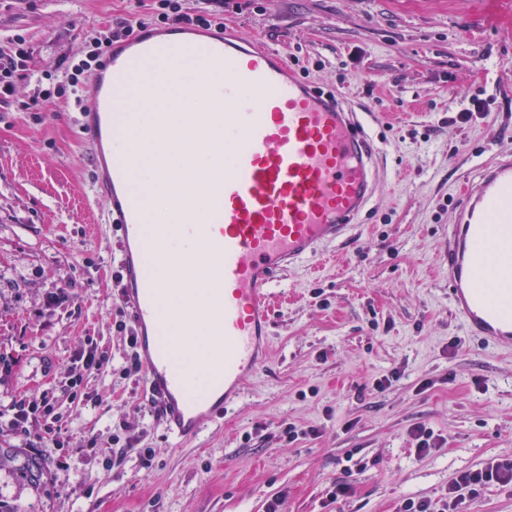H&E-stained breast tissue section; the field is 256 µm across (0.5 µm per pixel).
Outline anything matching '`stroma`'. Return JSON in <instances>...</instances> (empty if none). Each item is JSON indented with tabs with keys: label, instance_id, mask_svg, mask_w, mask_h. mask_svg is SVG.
<instances>
[{
	"label": "stroma",
	"instance_id": "obj_1",
	"mask_svg": "<svg viewBox=\"0 0 512 512\" xmlns=\"http://www.w3.org/2000/svg\"><path fill=\"white\" fill-rule=\"evenodd\" d=\"M219 22L282 51L293 68L375 115L388 175L353 234L282 275L269 362L224 418L194 442L170 435L124 376L128 321L112 274L118 253L93 191L88 132L66 102L35 118L22 80L0 101V406L53 393L74 449L47 453L44 486L0 481L21 512H397L434 499L460 471L512 460V351L467 336L448 304V226L455 189L477 165L512 160V0H218ZM124 18L153 24L138 0H0V50L20 37L31 72L78 54L87 33ZM490 106L449 124L462 97ZM66 287L67 301L44 297ZM111 362L84 376L97 407L64 385L79 341ZM398 381H376L392 371ZM130 422L128 445L112 434ZM300 435L288 441L282 426ZM424 426L440 448L417 458ZM95 452L76 451L83 436ZM152 449L143 463L144 449ZM356 452L359 470L345 472ZM349 497L329 501L334 484Z\"/></svg>",
	"mask_w": 512,
	"mask_h": 512
}]
</instances>
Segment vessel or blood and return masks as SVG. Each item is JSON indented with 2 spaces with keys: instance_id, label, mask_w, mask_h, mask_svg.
Listing matches in <instances>:
<instances>
[{
  "instance_id": "vessel-or-blood-1",
  "label": "vessel or blood",
  "mask_w": 512,
  "mask_h": 512,
  "mask_svg": "<svg viewBox=\"0 0 512 512\" xmlns=\"http://www.w3.org/2000/svg\"><path fill=\"white\" fill-rule=\"evenodd\" d=\"M224 75V110L202 121L224 141L209 156L202 189L211 229L199 249L218 276L207 316L223 328L208 349L211 372L194 386L169 338L170 308L153 270L170 255L148 225V197L134 191L141 154L127 136L129 103L167 89L183 58ZM81 113L99 162L97 189L119 238L122 293L148 391L164 428L195 440L238 402L269 358L272 288L323 248L349 242L384 173L368 112L297 76L268 46L231 33L179 25L140 28L114 43ZM448 227V299L480 342L512 347V161L480 164L478 187H462Z\"/></svg>"
}]
</instances>
